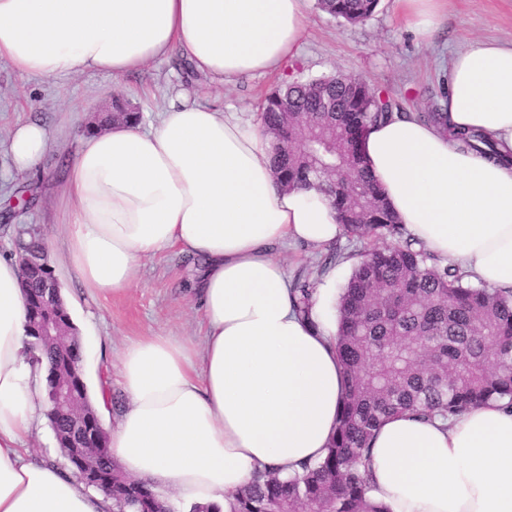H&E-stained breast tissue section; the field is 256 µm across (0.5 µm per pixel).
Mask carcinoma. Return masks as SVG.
<instances>
[{"instance_id":"cac0c4a2","label":"carcinoma","mask_w":512,"mask_h":512,"mask_svg":"<svg viewBox=\"0 0 512 512\" xmlns=\"http://www.w3.org/2000/svg\"><path fill=\"white\" fill-rule=\"evenodd\" d=\"M379 0H317L318 8L347 23L368 20ZM398 104L382 90L345 75L287 81L267 95L261 124L273 135L276 175L288 189L314 188L335 207L343 235L366 239L358 263L339 296L336 352L347 387L336 433L325 457L288 476L258 473L235 496L231 512H389L369 495V443L382 422L410 412L446 422L492 401L512 406V294L473 286L467 274L444 265L412 239L390 210L367 169L359 146L371 124L389 119ZM463 144L492 145L470 130L451 132ZM17 261L38 264L22 270L28 351L47 362V380L79 357L81 345L39 344L38 323L66 321L68 312L47 290L54 277L35 236L20 237ZM313 284L292 281L299 313L310 315ZM61 454L72 460L73 425L49 418ZM94 472L112 474V512H174L168 499L124 474L102 449Z\"/></svg>"}]
</instances>
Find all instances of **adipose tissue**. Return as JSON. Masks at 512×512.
Listing matches in <instances>:
<instances>
[{"label": "adipose tissue", "instance_id": "adipose-tissue-1", "mask_svg": "<svg viewBox=\"0 0 512 512\" xmlns=\"http://www.w3.org/2000/svg\"><path fill=\"white\" fill-rule=\"evenodd\" d=\"M306 0H0V59L22 77H120L180 47L217 80L295 59ZM446 127L393 117L361 150L405 230L472 283L512 290V41L476 42L451 60ZM473 129L482 153L449 135ZM260 124L199 104H169L158 123L83 136L69 165L65 244L83 288L120 295L141 258L175 247L199 262L201 339L130 340L117 370L128 405L108 432L130 476L187 503L225 504L255 471L321 459L346 381L336 357L334 282L296 310L276 253L321 248L341 225L321 192L274 176ZM50 147L17 122L9 154L34 171ZM21 271L0 256V512H112L26 441L45 420L46 370L27 360ZM373 498L390 512H512V409L491 402L451 421L399 415L370 450Z\"/></svg>", "mask_w": 512, "mask_h": 512}]
</instances>
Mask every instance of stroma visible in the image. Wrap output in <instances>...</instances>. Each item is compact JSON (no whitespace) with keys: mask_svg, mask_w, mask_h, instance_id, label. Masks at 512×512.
<instances>
[{"mask_svg":"<svg viewBox=\"0 0 512 512\" xmlns=\"http://www.w3.org/2000/svg\"><path fill=\"white\" fill-rule=\"evenodd\" d=\"M448 9L432 33L418 34L397 0H380L373 16L347 24L307 0L299 54L293 64L227 83L196 75L176 57L156 61L121 78L105 73L47 82L19 77L0 61V198L28 195L26 206L11 210L0 224V255L14 252L18 228L34 230L43 240L49 264L75 318L83 348L88 386L106 383L109 412L105 428L115 425L126 399L108 382L112 363L132 338L153 332L195 338L205 329L193 300V263L176 249L141 260L138 279L122 296L89 295L78 282L63 244L66 161L79 147V136L94 116L111 112L114 97L137 107L142 122L177 94L187 102L238 113L258 121L261 100L283 81L342 73L386 89L401 111L425 113L439 105L448 90L449 63L475 40H512V0H447ZM47 126L52 147L35 175L13 173L8 133L17 119Z\"/></svg>","mask_w":512,"mask_h":512,"instance_id":"1","label":"stroma"}]
</instances>
